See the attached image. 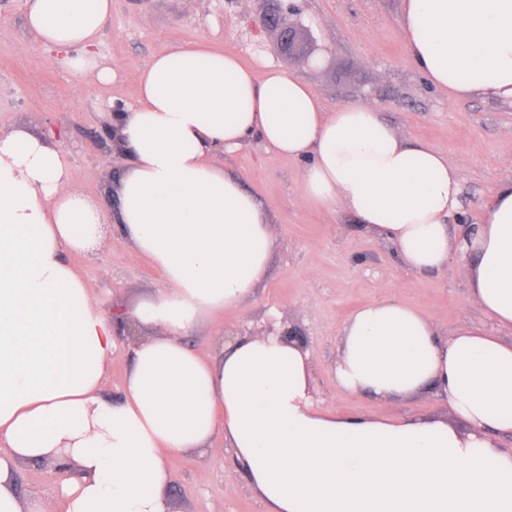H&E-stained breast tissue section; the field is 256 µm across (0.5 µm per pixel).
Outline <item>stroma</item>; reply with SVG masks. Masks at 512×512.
I'll return each instance as SVG.
<instances>
[{
  "label": "stroma",
  "mask_w": 512,
  "mask_h": 512,
  "mask_svg": "<svg viewBox=\"0 0 512 512\" xmlns=\"http://www.w3.org/2000/svg\"><path fill=\"white\" fill-rule=\"evenodd\" d=\"M23 2L0 0V126L56 131L73 190L103 211L114 206L106 192L110 174L124 164L99 147L109 103L134 102L138 75L151 59L189 43L234 53L259 72L271 66L298 76L325 110L361 101L377 106L399 137L426 142L458 165L459 229L476 226L494 188L512 180V105L482 97L452 102L432 86L407 52L403 0H295L298 28L289 51L265 24L276 0H112L100 35V51L117 72L109 85L59 69L29 31ZM219 160L264 201L276 247L255 296L214 315L186 337L187 346L210 357L226 335L294 327L312 351L310 386L321 408L377 420L446 414L433 396L384 401L346 392L333 367L345 319L384 297L428 316L444 339L464 322L488 326L458 265L432 273L403 266L390 245L342 210L303 202L302 162L273 155L259 140ZM66 261L107 309H133L161 285L150 262L112 228L99 247L67 253ZM212 446L202 458L168 457L175 512H265L232 450L220 438ZM16 480L22 497L42 500L46 512H65L45 466L22 464Z\"/></svg>",
  "instance_id": "stroma-1"
}]
</instances>
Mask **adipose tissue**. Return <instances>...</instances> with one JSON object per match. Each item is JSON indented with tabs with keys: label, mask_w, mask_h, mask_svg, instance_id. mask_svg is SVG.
<instances>
[{
	"label": "adipose tissue",
	"mask_w": 512,
	"mask_h": 512,
	"mask_svg": "<svg viewBox=\"0 0 512 512\" xmlns=\"http://www.w3.org/2000/svg\"><path fill=\"white\" fill-rule=\"evenodd\" d=\"M39 46L78 79L114 71L97 54L112 0H24ZM408 52L449 99L512 103V0H404ZM126 167L112 214L74 192L66 154L23 128L0 132V512H41L15 489L19 463L70 466L66 512H170L167 455L223 438L266 512H512V181L478 227L455 234L459 169L395 134L370 103L323 111L311 88L232 53L189 44L155 56L137 98L111 116ZM259 139L303 161L302 197L338 208L435 272L456 260L493 329L433 322L396 298L358 308L338 337L346 391L380 400L432 393L463 420L339 417L310 395V352L279 333L238 336L202 357L184 343L263 283L275 237L262 200L215 153ZM163 286L134 318L124 397L102 394L116 321L63 259L105 222Z\"/></svg>",
	"instance_id": "adipose-tissue-1"
}]
</instances>
